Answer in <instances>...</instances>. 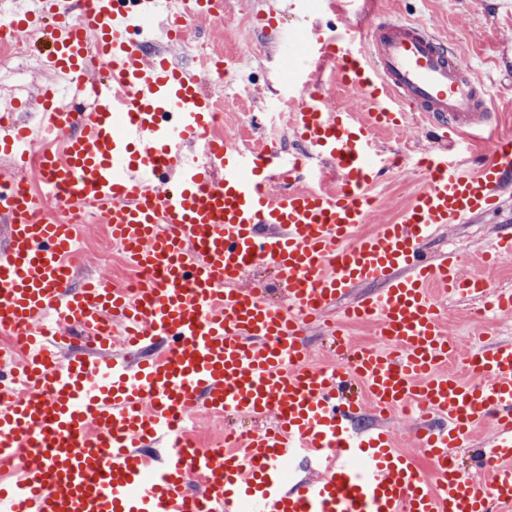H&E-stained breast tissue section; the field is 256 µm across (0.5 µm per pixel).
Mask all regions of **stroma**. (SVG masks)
I'll return each mask as SVG.
<instances>
[{"mask_svg":"<svg viewBox=\"0 0 512 512\" xmlns=\"http://www.w3.org/2000/svg\"><path fill=\"white\" fill-rule=\"evenodd\" d=\"M309 0H224V24L216 26L211 19L201 18L190 33L194 42H204L209 51L241 57V64L229 74L223 88L224 117L227 125L242 126L245 139L253 144L272 140L281 153L298 151L299 142L293 132L271 137L267 123L251 122L253 114L279 111L289 96L282 72L288 65L287 50L294 47L296 35L312 30L329 33L331 28H359L361 20L352 9L326 15L308 7ZM275 14L281 28L263 33L256 23L257 15ZM376 16L409 19L424 24L432 33L450 42L459 54L462 66L475 78L491 85L493 110L498 115V132L512 136V76L499 70L502 43L512 44V0H376ZM50 38L28 43L26 62H14L18 78L25 86L24 97L31 105L22 120L38 119L33 99L46 75L41 60L48 52ZM381 143L392 152H410L406 166L394 170L375 188L377 206L371 224L394 218L413 194L423 187L422 172L414 160L425 152L428 142L423 131L414 124L401 130L380 132ZM512 219V195L507 196L501 211L481 214L465 223L439 230L426 244L428 254L454 250L463 271L476 269L481 253L493 242L507 220ZM106 238L104 225H88L80 240L82 256L75 272V283L90 276L103 277L115 283L124 282L126 269L119 254L103 252ZM447 329L460 341V351L453 367L464 379L476 380L467 363L468 329L473 320L474 301L440 296Z\"/></svg>","mask_w":512,"mask_h":512,"instance_id":"1","label":"stroma"}]
</instances>
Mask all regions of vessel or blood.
I'll list each match as a JSON object with an SVG mask.
<instances>
[{"label": "vessel or blood", "mask_w": 512, "mask_h": 512, "mask_svg": "<svg viewBox=\"0 0 512 512\" xmlns=\"http://www.w3.org/2000/svg\"><path fill=\"white\" fill-rule=\"evenodd\" d=\"M39 4L58 22L40 122L0 119V466L18 471L0 482V512H512V341L487 342L474 325L470 365L484 381H465L448 368L458 344L436 299L468 297L511 318L512 291L487 271L512 258V232L467 275L455 253H424L437 231L499 210L512 187L511 137L493 139L475 168L449 155L493 120L489 91L450 47L411 20L370 25L362 40L350 29L304 36L303 59L330 62L363 111L302 84L304 150L276 160L209 136L203 81L223 79L224 59L204 79L173 60L188 21L224 0H193L186 19H168L159 50L143 19L163 0H79L73 13ZM35 16L0 18V40L37 33ZM68 88L96 106L70 108ZM411 114L431 142L426 185L361 232L372 187L397 162L375 132ZM313 157L335 189L305 184ZM31 170L56 210L101 207L137 291L101 278L74 286L76 228L39 214ZM259 267L274 285L243 286ZM365 284L371 292L352 297ZM321 321L341 337L369 324L377 339L317 367L305 332ZM116 336L122 355L105 357ZM366 405L379 422L362 428ZM404 408L429 467L396 445L388 422ZM201 413L256 426L200 448L183 425ZM489 421L494 435L466 473L456 451ZM160 440L169 451L154 464L144 450ZM302 454L314 474L285 483Z\"/></svg>", "instance_id": "vessel-or-blood-1"}]
</instances>
